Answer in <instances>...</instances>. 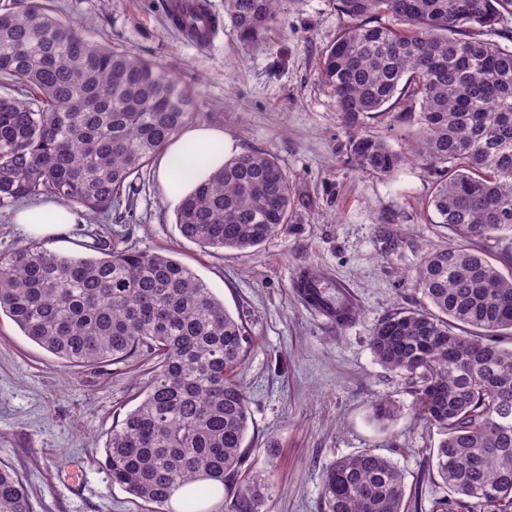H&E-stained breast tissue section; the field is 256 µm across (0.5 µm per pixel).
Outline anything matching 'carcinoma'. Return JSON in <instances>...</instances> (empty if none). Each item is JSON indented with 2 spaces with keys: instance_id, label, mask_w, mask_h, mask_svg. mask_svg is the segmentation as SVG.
I'll list each match as a JSON object with an SVG mask.
<instances>
[{
  "instance_id": "carcinoma-1",
  "label": "carcinoma",
  "mask_w": 512,
  "mask_h": 512,
  "mask_svg": "<svg viewBox=\"0 0 512 512\" xmlns=\"http://www.w3.org/2000/svg\"><path fill=\"white\" fill-rule=\"evenodd\" d=\"M347 22L318 64L321 83L353 129L360 170L393 176L407 156L433 171L429 200L454 242L430 252L415 285L427 309H398L370 337L376 360L407 379L415 406L440 435L431 481L452 494L429 512H512V273L481 244L512 234V48L480 38L512 0H337ZM280 0H224L243 42L277 20ZM388 14L404 29L376 20ZM198 42L217 26L204 5L174 18ZM0 209L50 197L110 215L156 153L195 116L170 71L85 39L45 0L0 4ZM412 122L404 150L362 131L374 112ZM292 216L287 174L252 150L224 161L176 211L199 247L261 245ZM69 257L35 243L0 253V312L24 336L74 367L155 359L144 397L107 433L112 483L163 510L257 512L261 484L246 467L251 414L236 372L252 346L247 326L169 254L118 249ZM398 416L372 406L385 428ZM323 512H408L405 477L372 450L340 457L322 477ZM0 512H32L22 478L0 463Z\"/></svg>"
}]
</instances>
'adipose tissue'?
<instances>
[{
  "mask_svg": "<svg viewBox=\"0 0 512 512\" xmlns=\"http://www.w3.org/2000/svg\"><path fill=\"white\" fill-rule=\"evenodd\" d=\"M232 149V141L216 129L197 128L183 134L160 163V178L169 196L177 201L191 193L223 165ZM15 221L27 236L53 239L66 234L77 216L71 207L49 200L21 207Z\"/></svg>",
  "mask_w": 512,
  "mask_h": 512,
  "instance_id": "obj_1",
  "label": "adipose tissue"
}]
</instances>
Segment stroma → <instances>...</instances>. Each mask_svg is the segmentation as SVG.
Returning <instances> with one entry per match:
<instances>
[{"mask_svg": "<svg viewBox=\"0 0 512 512\" xmlns=\"http://www.w3.org/2000/svg\"><path fill=\"white\" fill-rule=\"evenodd\" d=\"M169 0H50L53 14L91 42L151 60L196 95L192 127L223 130L238 152L261 150L288 175L292 219L247 250L202 249L184 239L177 208L150 165L128 216L103 224L85 212L47 250L89 255L92 236L115 247L172 251L254 338L237 380L249 397L246 438L253 475L265 490L258 512H323L321 482L337 458L366 449L390 457L423 500L438 434L415 411L404 375L374 358L370 336L397 309L424 306L415 274L430 251L452 241L431 223L434 176L411 159L391 177L349 161L351 129L317 76V63L345 23L336 0H281L277 22L254 43L232 26L198 43L168 20ZM313 268L345 281L358 314L344 326L315 314L294 287ZM151 367L79 369L55 359L0 314V462L23 478L33 512H151L113 485L103 466L113 421L139 402ZM400 414L389 429L371 418L375 402Z\"/></svg>", "mask_w": 512, "mask_h": 512, "instance_id": "stroma-1", "label": "stroma"}]
</instances>
